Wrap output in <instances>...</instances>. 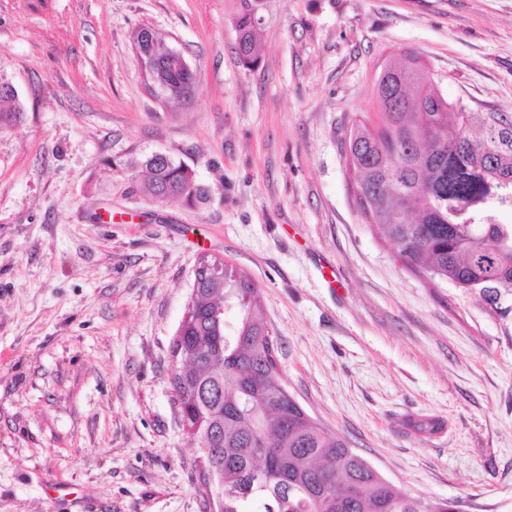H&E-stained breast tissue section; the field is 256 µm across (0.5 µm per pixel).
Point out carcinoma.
Listing matches in <instances>:
<instances>
[{
    "instance_id": "obj_1",
    "label": "carcinoma",
    "mask_w": 512,
    "mask_h": 512,
    "mask_svg": "<svg viewBox=\"0 0 512 512\" xmlns=\"http://www.w3.org/2000/svg\"><path fill=\"white\" fill-rule=\"evenodd\" d=\"M257 0H236V51L254 65L264 24ZM375 82L379 123L353 128L345 142L361 210L402 262L428 283L461 295L487 280L512 303V123L448 102L418 57L389 64ZM142 192L193 203L207 198L192 171L143 161ZM183 329L186 364L173 380L189 421L208 408L218 435L207 467L221 476L223 512H456L457 499L413 497L365 465L289 394L278 346L252 279L224 265V285L191 296Z\"/></svg>"
}]
</instances>
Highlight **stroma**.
I'll return each instance as SVG.
<instances>
[{
  "instance_id": "stroma-1",
  "label": "stroma",
  "mask_w": 512,
  "mask_h": 512,
  "mask_svg": "<svg viewBox=\"0 0 512 512\" xmlns=\"http://www.w3.org/2000/svg\"><path fill=\"white\" fill-rule=\"evenodd\" d=\"M231 11L0 0L23 109L0 130V512H207L172 386L205 254L254 280L282 382L325 429L410 495L512 512V315L406 268L344 153L407 52L449 100L512 116V0H271L248 68ZM142 27L194 68L191 101L148 90ZM156 152L209 199L143 195Z\"/></svg>"
}]
</instances>
